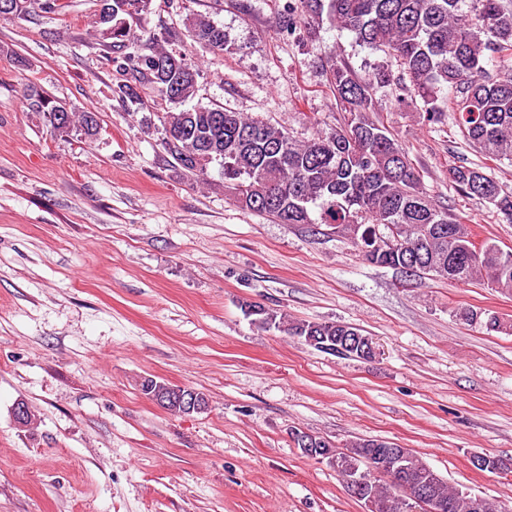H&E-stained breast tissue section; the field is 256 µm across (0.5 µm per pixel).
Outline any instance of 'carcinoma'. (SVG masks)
Wrapping results in <instances>:
<instances>
[{
    "label": "carcinoma",
    "mask_w": 512,
    "mask_h": 512,
    "mask_svg": "<svg viewBox=\"0 0 512 512\" xmlns=\"http://www.w3.org/2000/svg\"><path fill=\"white\" fill-rule=\"evenodd\" d=\"M111 11L96 14L105 46L121 55L131 71L118 86L127 107L140 104L143 85L175 105L165 113L161 147L199 181H206L219 154L224 159V188L233 191L244 210L280 224L326 225L348 237L366 262L397 268L402 252L414 254L418 275L450 282H478L512 295V251L483 242L475 248L466 218L448 211L420 188L409 148L384 121L376 95L390 89L398 103L409 102L425 121L449 116L462 139L491 160L512 164V0H286L283 29L317 37L315 21L351 33L356 42L385 55L387 63L359 73L334 54L325 70L346 113L334 131L299 141L283 127L222 106L196 103L198 72L181 54L159 47L154 34L141 28L152 0H107ZM195 41L213 53L231 50L224 30L202 14L187 18ZM448 95H443V92ZM29 111L38 114L51 133L67 139L92 140L99 118L92 111L69 109L35 85L25 88ZM462 195L492 205L512 223V192L493 172L462 161L448 169ZM398 229L400 250L375 255L377 234ZM262 328L284 327L288 335L309 344L323 336L336 343L345 330H362L344 322L292 320L281 325L275 312H244ZM459 319L478 323L487 332H506L512 324L494 314L462 309ZM372 439H358L327 452L363 467L369 463ZM407 464L414 485H429L435 470L411 449ZM383 507L401 512L418 506L407 491L372 481ZM435 492L451 508L471 512L469 496L440 478Z\"/></svg>",
    "instance_id": "cac0c4a2"
}]
</instances>
